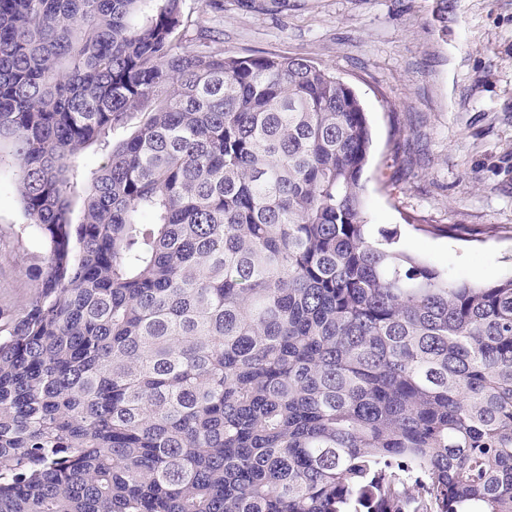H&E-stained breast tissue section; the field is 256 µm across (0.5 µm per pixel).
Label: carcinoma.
Wrapping results in <instances>:
<instances>
[{
    "instance_id": "1",
    "label": "carcinoma",
    "mask_w": 512,
    "mask_h": 512,
    "mask_svg": "<svg viewBox=\"0 0 512 512\" xmlns=\"http://www.w3.org/2000/svg\"><path fill=\"white\" fill-rule=\"evenodd\" d=\"M184 2L0 0L42 240L0 312V512H512V275L372 237L355 91Z\"/></svg>"
}]
</instances>
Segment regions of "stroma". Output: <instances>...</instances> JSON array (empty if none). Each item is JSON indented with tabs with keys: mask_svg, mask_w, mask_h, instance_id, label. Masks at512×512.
<instances>
[{
	"mask_svg": "<svg viewBox=\"0 0 512 512\" xmlns=\"http://www.w3.org/2000/svg\"><path fill=\"white\" fill-rule=\"evenodd\" d=\"M204 0L185 8L224 32L225 53L300 57L350 85L373 146L363 179L373 235L454 276L512 273V0ZM446 226L434 236L405 216ZM9 164L0 165V309L29 292L31 235Z\"/></svg>",
	"mask_w": 512,
	"mask_h": 512,
	"instance_id": "35a3bbf8",
	"label": "stroma"
}]
</instances>
